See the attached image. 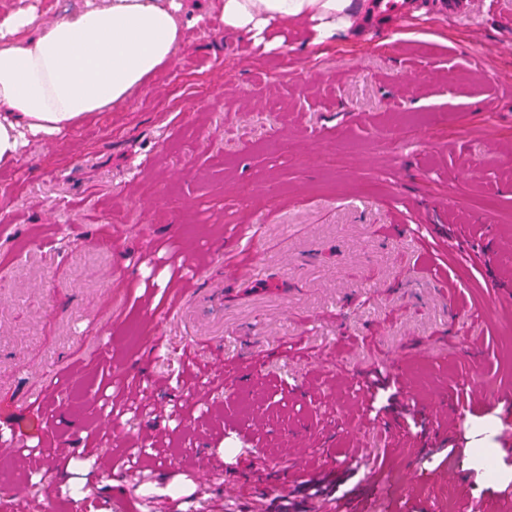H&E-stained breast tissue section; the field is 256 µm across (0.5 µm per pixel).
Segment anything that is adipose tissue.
Instances as JSON below:
<instances>
[{
	"mask_svg": "<svg viewBox=\"0 0 512 512\" xmlns=\"http://www.w3.org/2000/svg\"><path fill=\"white\" fill-rule=\"evenodd\" d=\"M353 0H224L225 31L264 43L280 28L316 41L361 22ZM186 0H88L49 24L36 7L0 0V165L28 139L51 140L92 113L126 103L174 58Z\"/></svg>",
	"mask_w": 512,
	"mask_h": 512,
	"instance_id": "obj_1",
	"label": "adipose tissue"
}]
</instances>
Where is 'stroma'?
<instances>
[{
    "label": "stroma",
    "instance_id": "1",
    "mask_svg": "<svg viewBox=\"0 0 512 512\" xmlns=\"http://www.w3.org/2000/svg\"><path fill=\"white\" fill-rule=\"evenodd\" d=\"M203 9L133 100L0 166V407L44 420L0 461V496L267 512L285 474L288 512H443L432 474L490 451L496 474L465 490L494 497L512 482V0H413L271 48ZM379 378L400 407L366 405ZM285 439L335 501L308 497ZM411 466L422 490H393ZM179 470L199 490L181 504L162 496Z\"/></svg>",
    "mask_w": 512,
    "mask_h": 512
}]
</instances>
